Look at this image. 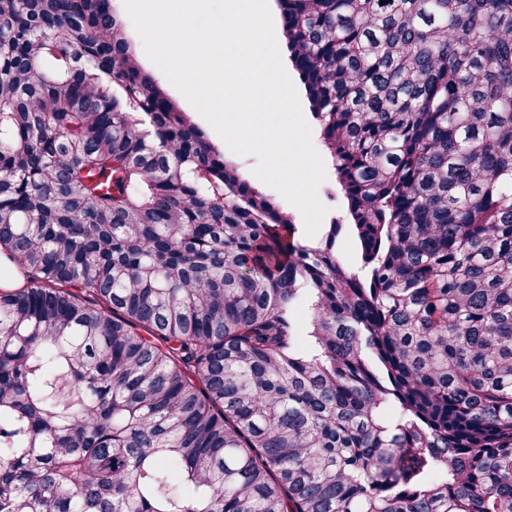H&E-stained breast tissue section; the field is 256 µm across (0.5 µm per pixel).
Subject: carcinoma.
Wrapping results in <instances>:
<instances>
[{
	"label": "carcinoma",
	"mask_w": 512,
	"mask_h": 512,
	"mask_svg": "<svg viewBox=\"0 0 512 512\" xmlns=\"http://www.w3.org/2000/svg\"><path fill=\"white\" fill-rule=\"evenodd\" d=\"M277 2L314 247L112 0H0V512H512V0ZM113 4L119 16L126 21L132 44L144 69L149 73H153L169 98H171L180 107L181 110L188 112L192 116L194 121L205 131L208 139L224 152V158L226 160L235 164L238 167L240 173L254 187L258 188L267 196L272 198L277 205H279L283 210L290 214L293 219V223L296 224L297 234L299 236L297 238L301 241H305L304 238L306 235L304 232L303 218L300 211L288 203L278 191L264 184L252 173V169L257 164L256 157L253 155H238L233 153L210 126V124L187 102L182 94L169 82L166 76L163 73L158 72L155 65L147 58L145 54L143 43L139 35L136 33L132 22L126 13L123 0H113ZM276 10L273 14V22H274V30H275V36L276 40L279 43L280 48L282 49V59H287L288 61V75L290 76L293 84L299 89L300 91V104L302 108V112L307 117L308 124L311 129V136H312V142L316 150L321 155L325 170H326V178L325 180L320 184L318 188V197L320 201L328 208V212L325 215L322 225L318 231V233L315 236V241H319L322 235L323 230V224H331V222L336 221L338 224H348L349 219L347 215V203L343 197V194L341 193L340 187L336 181V178L333 174V171L331 170L328 161L326 152L322 143L321 135H320V127L316 123V121L312 118L310 108H309V102L305 95L304 87L299 79V76L297 72L293 69L291 66V63L288 60V49L286 46V39L283 31V22L281 18L280 9L275 2Z\"/></svg>",
	"instance_id": "obj_1"
}]
</instances>
